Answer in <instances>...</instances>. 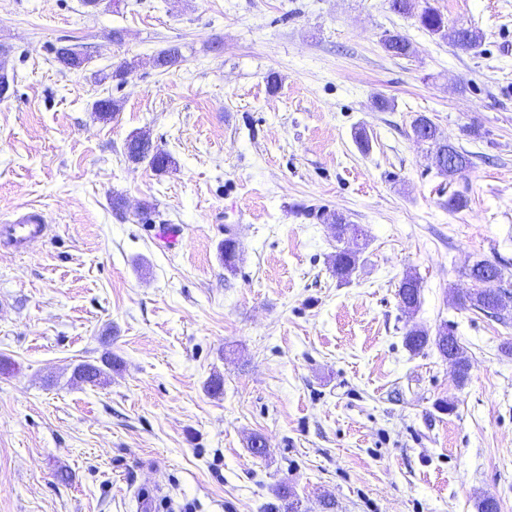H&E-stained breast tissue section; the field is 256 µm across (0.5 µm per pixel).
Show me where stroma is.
<instances>
[{
    "label": "stroma",
    "mask_w": 512,
    "mask_h": 512,
    "mask_svg": "<svg viewBox=\"0 0 512 512\" xmlns=\"http://www.w3.org/2000/svg\"><path fill=\"white\" fill-rule=\"evenodd\" d=\"M429 3L480 30L478 52L387 0H0V215L51 225L0 243V512H133L157 483L159 512H279L284 484L298 512H512V321L455 305L475 261L512 286V0ZM420 114L471 152L456 181L413 138ZM134 132L175 167L128 161ZM308 207L362 230L347 281ZM416 325L453 328L465 382L408 350ZM46 215L36 208H30L22 218H13L3 222L0 233L16 249L25 250L37 239H42L49 227ZM421 288L419 279L411 273H406L397 290L400 305L402 304L408 311H415L421 303Z\"/></svg>",
    "instance_id": "35a3bbf8"
}]
</instances>
